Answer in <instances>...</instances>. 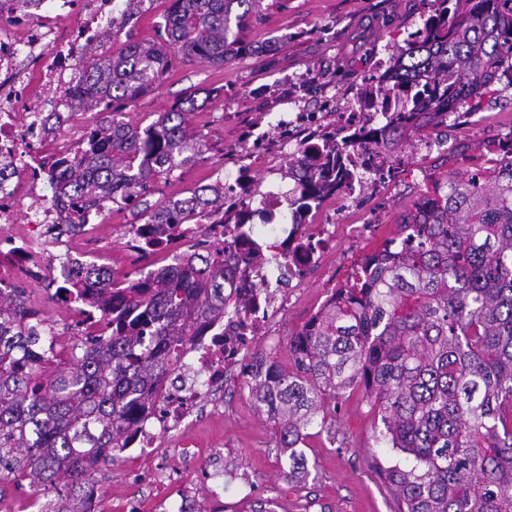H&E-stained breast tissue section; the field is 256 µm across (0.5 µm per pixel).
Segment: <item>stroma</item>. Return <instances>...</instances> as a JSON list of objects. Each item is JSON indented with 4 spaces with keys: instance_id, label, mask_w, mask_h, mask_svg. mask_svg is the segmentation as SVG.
Listing matches in <instances>:
<instances>
[{
    "instance_id": "1",
    "label": "stroma",
    "mask_w": 512,
    "mask_h": 512,
    "mask_svg": "<svg viewBox=\"0 0 512 512\" xmlns=\"http://www.w3.org/2000/svg\"><path fill=\"white\" fill-rule=\"evenodd\" d=\"M430 0H261L242 33L251 52L224 65L168 57L161 82L120 103L126 121L146 126L187 98L199 106L190 124L207 145L202 161L158 178L138 205L116 211L106 229L114 247L107 263L116 278L133 264L121 250L127 225L145 223L168 201L188 196L195 187L223 180L250 158L260 188L281 180L284 153H252L253 140L276 137L280 120L299 112H319L325 133L336 108L353 104L369 76L384 69L396 46L421 26ZM512 138V87L493 86L480 110L455 126L432 130L431 149L411 143L390 160L392 174L372 197L349 204L340 197L324 200L318 222L334 221L336 239L322 262L293 289L288 312L276 323L275 342L257 350L287 364V345L324 303L329 289L341 287L354 267L390 232L395 220L434 183L467 177L492 167L495 149ZM336 436L309 438L310 477L281 478L287 461L280 456L273 429L253 405L246 382L224 389V409L200 411L178 432L163 435L150 458L120 456L102 465L91 480L98 512H179L182 497H192L202 512H397L398 504L379 474L399 459L377 439L378 418L363 391L336 402ZM223 477L212 480L214 468ZM57 502L54 489L28 480L0 483V512H22L31 500Z\"/></svg>"
}]
</instances>
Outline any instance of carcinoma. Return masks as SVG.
I'll return each instance as SVG.
<instances>
[{
  "label": "carcinoma",
  "instance_id": "obj_1",
  "mask_svg": "<svg viewBox=\"0 0 512 512\" xmlns=\"http://www.w3.org/2000/svg\"><path fill=\"white\" fill-rule=\"evenodd\" d=\"M120 2V23L89 43L83 64L107 101L74 99L77 111L106 117L87 135L89 157L75 158L59 185L76 201L72 224L91 202L132 205L155 177L199 161L205 141L183 105L143 128L114 104L157 85L170 49L221 65L248 51L238 34L258 0H172L166 47L129 32L110 51L146 11V0ZM420 33L391 55L374 90L429 74L431 106L381 113L360 135L380 153L448 125L451 112L476 111L512 73V0H434ZM203 211L232 221L224 187L201 186L147 223L187 224ZM223 253L209 249L151 283L105 272L95 305L112 312V335L89 339L91 351L65 366L22 290L0 293V481L64 479L75 492L112 458L169 357L192 341V322L224 321ZM123 300L137 316L111 307ZM288 357L290 368L250 380L253 404L288 457L283 478L310 475L308 430L331 432L330 406L362 388L380 416L379 439L407 455L384 470L399 512H512V154L485 173L436 184L289 338Z\"/></svg>",
  "mask_w": 512,
  "mask_h": 512
}]
</instances>
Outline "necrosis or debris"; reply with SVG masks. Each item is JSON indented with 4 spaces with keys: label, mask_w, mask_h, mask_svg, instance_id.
<instances>
[{
    "label": "necrosis or debris",
    "mask_w": 512,
    "mask_h": 512,
    "mask_svg": "<svg viewBox=\"0 0 512 512\" xmlns=\"http://www.w3.org/2000/svg\"><path fill=\"white\" fill-rule=\"evenodd\" d=\"M78 26H70L74 15ZM112 20V0H38L20 8L18 0H0V290L12 291L18 274L39 263L60 268L51 286L76 284L81 296L68 301L76 319L69 327L45 322L47 335L67 334L77 339L107 335L108 317L99 313L93 298L106 265L97 234L111 222L112 204L89 207L83 224L69 222L70 200L51 190L64 179L63 170L49 171L51 160L73 155L72 97L86 91L88 80L80 63L85 44L97 38ZM421 83L406 91L358 98L354 111L342 112L336 123L335 167L318 157L312 169L318 180H334L336 167L350 171L336 193L357 202L371 188L358 179L374 156L371 147L350 140L356 127H373L378 113L423 109L427 95ZM290 189L257 191L251 169L241 164L225 176L224 190L235 200L238 223L224 226L203 216L194 224H133L125 245L141 260V280L156 271L148 256L163 255L170 267H186L203 238L224 246V265L230 280L224 290L223 325L197 322L196 334L178 354L171 374L153 397L150 409L139 412L127 445L150 453L160 433L179 429L193 411L219 391L230 375H264L268 365L255 361L257 340L270 339L274 317L288 310L284 284L301 280L325 254L335 224L316 221L318 197L308 194V179L295 174ZM309 206H299L302 196ZM282 258L277 276L267 270L268 255Z\"/></svg>",
    "instance_id": "4bbe7bcc"
}]
</instances>
